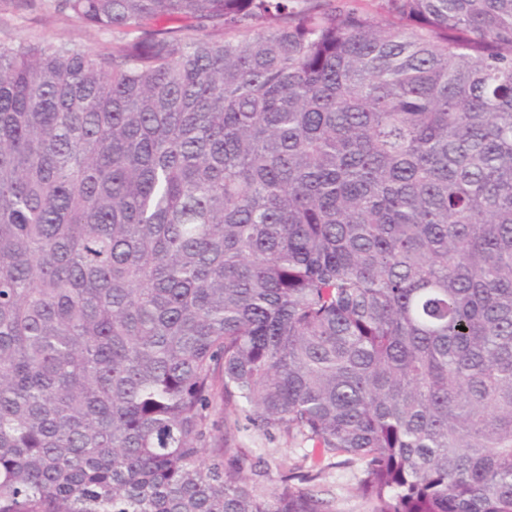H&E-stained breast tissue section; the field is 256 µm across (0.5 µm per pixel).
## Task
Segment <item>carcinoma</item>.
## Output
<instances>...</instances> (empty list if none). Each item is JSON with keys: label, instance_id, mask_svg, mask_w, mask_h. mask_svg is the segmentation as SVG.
<instances>
[{"label": "carcinoma", "instance_id": "1", "mask_svg": "<svg viewBox=\"0 0 512 512\" xmlns=\"http://www.w3.org/2000/svg\"><path fill=\"white\" fill-rule=\"evenodd\" d=\"M49 2L113 44L0 43V512H512V0ZM241 431L236 435V448H242L249 464L244 476L250 485L269 487L278 475L296 464H301L306 452L299 441H291L279 434L267 435L255 431L240 417ZM360 463H338L326 469L316 484L332 501L333 512H368L369 504L358 491Z\"/></svg>", "mask_w": 512, "mask_h": 512}]
</instances>
